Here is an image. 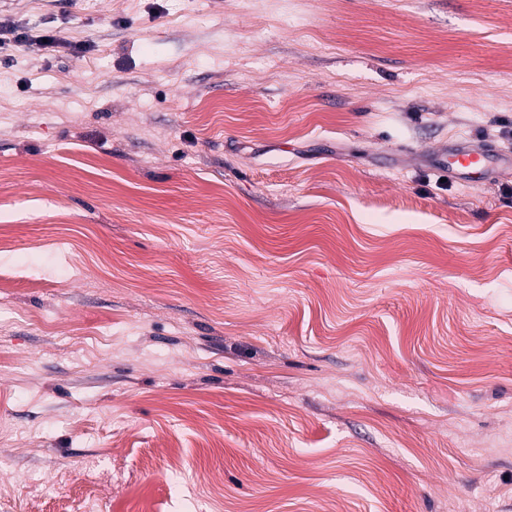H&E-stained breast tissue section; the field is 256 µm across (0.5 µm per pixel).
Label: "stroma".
I'll list each match as a JSON object with an SVG mask.
<instances>
[{"instance_id": "35a3bbf8", "label": "stroma", "mask_w": 512, "mask_h": 512, "mask_svg": "<svg viewBox=\"0 0 512 512\" xmlns=\"http://www.w3.org/2000/svg\"><path fill=\"white\" fill-rule=\"evenodd\" d=\"M16 26L0 512H80L103 455L100 512H512V170L442 169L512 152V0H0ZM512 169V154L460 141L448 146V176L468 179L472 174L489 177L497 169Z\"/></svg>"}]
</instances>
